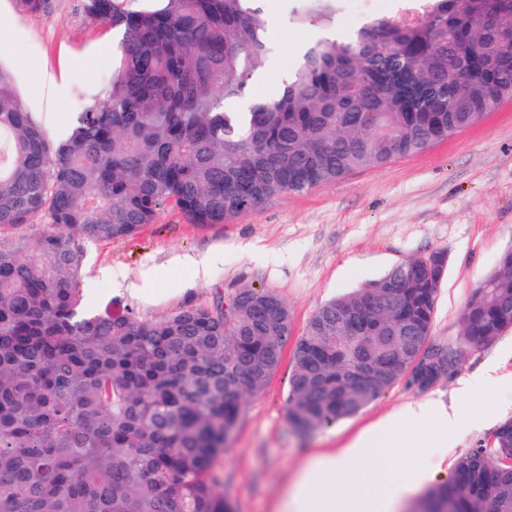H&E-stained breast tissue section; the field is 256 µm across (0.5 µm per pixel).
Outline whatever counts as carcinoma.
Returning <instances> with one entry per match:
<instances>
[{
  "instance_id": "obj_1",
  "label": "carcinoma",
  "mask_w": 512,
  "mask_h": 512,
  "mask_svg": "<svg viewBox=\"0 0 512 512\" xmlns=\"http://www.w3.org/2000/svg\"><path fill=\"white\" fill-rule=\"evenodd\" d=\"M84 0L118 35L104 88L78 94L52 144L0 69V227L49 215L32 249L0 237V512H230L213 464L291 332L275 293L159 319L93 313L86 244L135 235L167 206L222 224L274 195L379 168L512 98V0H424L349 32L340 0H292L322 35L277 96L240 98L268 52L261 0ZM321 305L295 344L286 414L350 417L403 378L440 287L418 257ZM466 301L455 347L512 330V250ZM424 512H512V422L429 489Z\"/></svg>"
}]
</instances>
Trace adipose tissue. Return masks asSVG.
I'll return each instance as SVG.
<instances>
[{
	"label": "adipose tissue",
	"mask_w": 512,
	"mask_h": 512,
	"mask_svg": "<svg viewBox=\"0 0 512 512\" xmlns=\"http://www.w3.org/2000/svg\"><path fill=\"white\" fill-rule=\"evenodd\" d=\"M461 422L459 407L433 398L406 405L344 448L315 454L284 486L273 512H398L436 473L414 447L412 431L427 432L432 447L444 448ZM396 457L402 463L395 469Z\"/></svg>",
	"instance_id": "ef3b65f1"
}]
</instances>
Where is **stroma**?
<instances>
[{
	"instance_id": "35a3bbf8",
	"label": "stroma",
	"mask_w": 512,
	"mask_h": 512,
	"mask_svg": "<svg viewBox=\"0 0 512 512\" xmlns=\"http://www.w3.org/2000/svg\"><path fill=\"white\" fill-rule=\"evenodd\" d=\"M401 0H341L336 29L345 33L396 11ZM261 18L270 52L248 87L253 98L283 89L284 75L319 29L298 25L290 0H263ZM110 26L91 19L83 0H52L49 9L23 10L0 0V68L51 141L80 84L104 86L112 71ZM512 248V101L483 121L421 153L334 183L282 192L257 211L221 224L188 223L174 208L137 235L88 244L82 288L95 312H136L158 319L182 308L211 307L238 289L270 290L290 311L291 334L264 390L245 401L239 423L213 470L217 490L233 512H270L287 479L313 454L342 448L368 426L427 398L457 400L465 422L448 437V458L436 483L478 441L512 421V331L475 351L433 385L398 381L358 414L308 434L289 424L285 401L293 350L316 310L331 298L375 279L413 257L446 251L430 341L445 344L461 331L472 290ZM497 376L488 385L484 374Z\"/></svg>"
}]
</instances>
